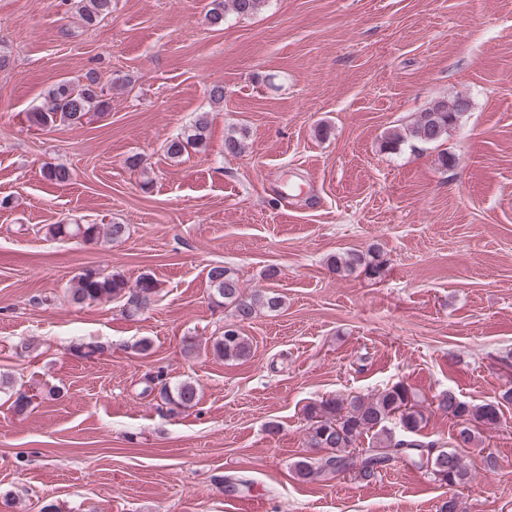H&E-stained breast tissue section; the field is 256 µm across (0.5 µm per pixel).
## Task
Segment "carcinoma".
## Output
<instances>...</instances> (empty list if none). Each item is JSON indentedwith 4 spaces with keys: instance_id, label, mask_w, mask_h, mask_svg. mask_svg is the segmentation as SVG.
<instances>
[{
    "instance_id": "obj_1",
    "label": "carcinoma",
    "mask_w": 512,
    "mask_h": 512,
    "mask_svg": "<svg viewBox=\"0 0 512 512\" xmlns=\"http://www.w3.org/2000/svg\"><path fill=\"white\" fill-rule=\"evenodd\" d=\"M78 8L85 26L97 25L112 12V0H79ZM265 0H210L206 17L210 24L219 27L224 24L226 12L237 16H250L257 13ZM101 75L95 69L88 70L77 82L61 80L46 91L47 106L28 113L31 125L43 129L60 124L77 125L90 112H104L108 102L103 99ZM464 98L458 97L452 103L440 101L419 113L410 129L405 133L392 131L384 139V146L392 150L405 137L409 136L421 143L439 142L455 128L462 113L459 104ZM207 127L205 117H199L192 132L177 136L166 144V154L180 158L188 148L202 145ZM45 178L55 184H65L72 178L69 168L62 164H47ZM129 228L125 224H49L45 236L64 239L79 236L86 241H100L106 238L118 242L126 236ZM333 265L336 271H352L359 266L375 274L380 268L376 257L358 250H349L335 256ZM208 280L214 294L229 308L235 322L224 326V335L212 345L213 353L226 360L237 361L250 355L251 347L243 336L239 324L250 321L260 309L277 311L284 304L283 296L273 290H258L247 296L234 272L221 265L208 271ZM159 293L157 281L148 274L135 281L126 279L119 273L105 274L88 268L81 273L68 288L71 301L75 304H91L103 300H117L129 314H136L150 307ZM158 396L167 412L177 414L195 407L198 403V389L194 382L184 380L174 387L163 383L158 388ZM12 407L18 414L25 413L33 403L34 396L25 391L10 393ZM437 410L456 421L457 429L448 447L437 441L418 438L423 412L413 403L407 386L398 382L384 388L373 396L354 395L352 397L329 398L313 405L308 411L307 447L324 452L315 458L303 456L293 464L294 475L301 481L329 480L343 471H352L357 479L371 482L393 461L406 456L419 468L430 472L434 480L449 487L466 483L471 472L464 461L463 451L476 446L479 426H495L500 420L499 402L471 404L461 400L451 390L436 396ZM396 421L399 431L392 430L388 423ZM373 433L374 444L359 449L357 441L368 433Z\"/></svg>"
}]
</instances>
